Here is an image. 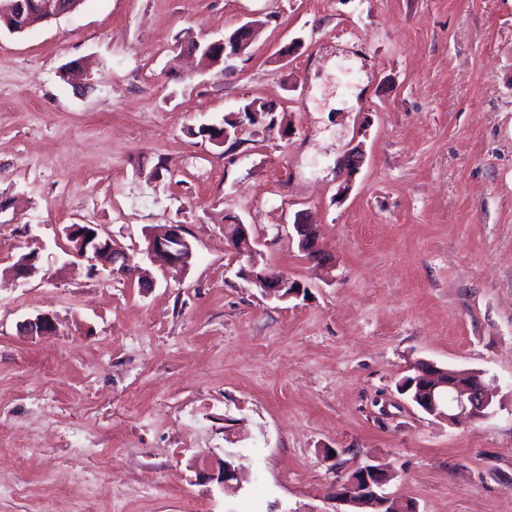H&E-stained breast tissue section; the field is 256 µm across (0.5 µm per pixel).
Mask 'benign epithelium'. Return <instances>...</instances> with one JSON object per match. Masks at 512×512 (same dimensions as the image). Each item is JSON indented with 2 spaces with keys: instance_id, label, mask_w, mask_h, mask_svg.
Wrapping results in <instances>:
<instances>
[{
  "instance_id": "7a95c632",
  "label": "benign epithelium",
  "mask_w": 512,
  "mask_h": 512,
  "mask_svg": "<svg viewBox=\"0 0 512 512\" xmlns=\"http://www.w3.org/2000/svg\"><path fill=\"white\" fill-rule=\"evenodd\" d=\"M252 23L247 22L234 30L224 39L201 44L195 42L184 47V52L195 55L201 53L215 58L214 64H223L230 68L229 61L238 58L249 45ZM298 245L310 259L319 263L327 262L316 235L315 225L305 220L293 224ZM71 243L66 247L67 255L88 263L89 269L98 266L110 268L119 265L116 273L127 277L139 275L137 266L112 245V239L102 238L98 232L81 224H70L65 229ZM232 248L241 253L245 265L239 275L270 298L286 300L297 297L304 288L300 283L287 276L270 270L260 264L258 240L251 236L244 224L230 225L227 232ZM147 253L159 265L175 271H183L190 266L193 250L182 233V226L169 224L148 237ZM38 255L21 259L10 269V279L16 285H22L36 273L35 263ZM23 331L33 336H52L56 332L52 318L39 314L22 325ZM400 391L421 411L445 420L452 425L460 415L479 420L491 414L496 393L489 390L482 381L481 372L462 369L453 370L438 367L431 363H420L413 367V374L400 383ZM205 478L226 485L240 480L239 470L225 461L218 460L207 467ZM389 481L387 471L380 465L368 464L336 485V499L352 508V512H417L414 503L395 499L384 492Z\"/></svg>"
}]
</instances>
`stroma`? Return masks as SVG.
Masks as SVG:
<instances>
[{
	"label": "stroma",
	"mask_w": 512,
	"mask_h": 512,
	"mask_svg": "<svg viewBox=\"0 0 512 512\" xmlns=\"http://www.w3.org/2000/svg\"><path fill=\"white\" fill-rule=\"evenodd\" d=\"M248 21L233 69L180 57ZM251 101L274 114L198 136ZM233 222L300 296L239 276ZM69 224L151 287L71 266ZM165 224L186 271L145 253ZM39 313L55 335L20 330ZM421 361L482 372L492 414L422 412L398 390ZM224 457L240 487L199 478ZM373 461L418 512H512V0H83L0 28V512H340ZM316 224H309L306 220L295 222L294 232L298 239V245L310 259L317 263H326L327 255L323 251L315 231Z\"/></svg>",
	"instance_id": "obj_1"
}]
</instances>
